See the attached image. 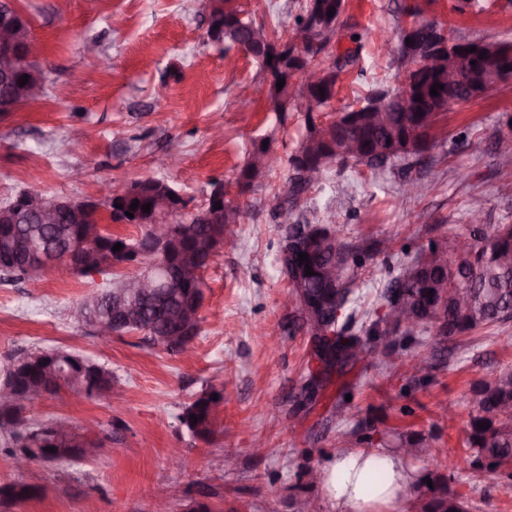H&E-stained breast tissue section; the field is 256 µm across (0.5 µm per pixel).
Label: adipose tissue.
I'll list each match as a JSON object with an SVG mask.
<instances>
[{"mask_svg":"<svg viewBox=\"0 0 512 512\" xmlns=\"http://www.w3.org/2000/svg\"><path fill=\"white\" fill-rule=\"evenodd\" d=\"M378 467L387 475V481L373 494L365 496L363 480L368 469ZM330 495L337 505L352 508L353 512H369L370 500L388 505L399 496L409 475L396 456L386 452H350L339 454L329 469Z\"/></svg>","mask_w":512,"mask_h":512,"instance_id":"obj_1","label":"adipose tissue"}]
</instances>
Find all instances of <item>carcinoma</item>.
I'll use <instances>...</instances> for the list:
<instances>
[{
    "label": "carcinoma",
    "instance_id": "obj_1",
    "mask_svg": "<svg viewBox=\"0 0 512 512\" xmlns=\"http://www.w3.org/2000/svg\"><path fill=\"white\" fill-rule=\"evenodd\" d=\"M227 0H213L208 5V33L212 41L245 52V56L257 62L269 82L266 96V110L276 113L280 119L298 109V103L306 100L322 109L331 106L336 96L335 85L341 74L354 66L359 71L366 70L360 65V48L349 49L328 68L330 77L320 85H304L296 82L299 65L268 55L274 53V43L290 34L288 25L276 20L270 25L255 24L237 8H227ZM469 46L476 64H464L457 68L462 80L448 90V59L427 67L414 60L401 59L408 73L405 85L396 94L419 97L417 106L426 109L418 114H404L395 108L393 93L375 89L368 92L360 102V111L368 113L371 135L356 155L345 152L351 132L338 122H333L328 130H318L313 125L311 112L304 113L306 134L295 153L286 161L274 157L268 164L259 168L253 162L254 152H249L240 170V175L249 179L242 185L246 190L252 182L261 180L281 166H286L288 176L284 189L277 194L278 207L283 217L279 227L277 248L278 271L288 281L291 295L295 298L296 309L288 320V333L304 330L312 336H323L337 347L345 350L350 357L381 353L386 365H397L414 370L413 362L417 354H408L406 341L413 340L421 333L435 332L442 343L454 344L458 338L468 336L491 326H504L512 321V224H482L475 211L467 216L463 232L451 241L441 245L445 262H429L430 273L421 274L418 266L423 254L415 256L411 262L399 265V272L392 277L379 295V301L393 308L405 300L409 306L406 323L390 324L388 317L370 320V311L363 308L357 297V290L364 272V266L374 253L381 248L346 243L341 240L339 225L330 222L308 219L293 220V213L311 187L319 182L322 174L335 165L347 166L364 164L376 167L386 161L375 159L387 141H400L402 153L394 159L411 167L422 163L430 132L439 116L448 110L451 103H464L475 97L484 79L493 72L504 71V66L512 61V45L493 41H473ZM485 57H480V54ZM285 80L282 88H277L279 80ZM440 83L445 89L439 95L430 94L433 85ZM324 92H319V88ZM131 187L140 189V194L120 201L122 208L115 203L107 204L109 219L123 223L127 213L142 211V205H156L157 201L169 198L178 191L163 179L139 180ZM139 207L132 209L133 201ZM182 206L171 212L172 220L183 231L178 260L193 262L196 267L206 269L218 253L215 249L217 238L234 233L233 225L240 223L241 209L238 206H225L224 223L208 224L196 213L184 214ZM137 234L124 236L114 234L101 225V240L105 248L98 252V262L112 268V294L96 292L78 306L84 310L83 322L106 323L111 317L112 305L126 302L131 307L133 323L126 330L128 334L141 336V340L160 345L172 354H181L188 342L167 339L172 323L158 312L159 304L146 302L138 304L133 298L134 290L128 284L142 276L140 272H124L112 266V246L117 243L131 246L145 245L152 234L153 225H136ZM85 225L77 224L69 213L61 214L55 223L43 224L37 216L30 214L19 224L0 223V281L19 282L37 280L40 275L30 273L28 264L34 253L40 249H53L65 253L71 241L79 240L84 234ZM308 244L316 247V262L311 265L314 274L296 270L286 256L291 249H299ZM328 267L338 269L336 282L324 278ZM204 278L173 283L175 296L173 306L183 300L194 299L203 293ZM46 350L22 353L12 357L13 366L19 371L18 381L30 391L29 402L15 401L9 411L0 413V433L7 437L5 453L13 454V448L20 440L28 442L31 448H78L86 444L80 431H73L67 438L51 440L46 430L59 423L57 419L38 424L28 422L26 411L32 401L40 396L57 395L62 389L81 395L85 387L95 383L103 386L112 380V372L100 367L98 375L84 377L78 366L69 358H64V370L51 372L47 368L43 354ZM217 399H212L211 394ZM471 405L467 419L466 447L471 453L469 480L475 484L483 482L486 474L498 470L512 469V368L499 370L485 381L471 389ZM224 404V394L207 390L188 404L179 415V421L192 436L207 441L214 433L219 408ZM196 416L192 423L190 416ZM487 424L484 429L481 424ZM398 448L409 456H432V443L425 437L400 439ZM39 486L21 481L0 483V501L14 506L22 501L39 496ZM465 508L464 501L450 494L442 487L422 505L418 512H459Z\"/></svg>",
    "mask_w": 512,
    "mask_h": 512
}]
</instances>
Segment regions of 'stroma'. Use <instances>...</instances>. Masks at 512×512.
<instances>
[{"mask_svg": "<svg viewBox=\"0 0 512 512\" xmlns=\"http://www.w3.org/2000/svg\"><path fill=\"white\" fill-rule=\"evenodd\" d=\"M307 0H234L258 23L292 20ZM44 52L40 67L49 93L0 115V203L22 190L52 196L98 198L103 184L163 178L201 204L213 180L234 192L243 212L239 234L204 273V322L180 355L134 334L101 336L75 323L70 306L104 288V278L80 277L61 265L34 281L0 283V359L48 348L89 357L110 370L111 393L86 399L70 391L38 400L30 422L63 417L79 426L100 422V455L89 461L34 463L19 472L0 449V482L39 485L40 498L12 512H152L168 494L173 512L202 499L214 512H293L295 500L313 497L321 512H341L325 485L306 471L329 468L348 448L396 452L399 437H432L435 460L408 461L422 476L441 478L469 512H512V478L468 480L465 424L474 384L512 367V323L462 341L440 358L433 335L417 337L416 351L430 367L420 382L391 372L381 357L334 372L317 405L298 409L310 342L288 334L286 283L276 262L278 170L237 194L236 179L255 141L268 137L288 157L305 133L301 113L266 111L268 84L259 65L212 42L205 0H16ZM437 21L456 41L512 42V0H346V38L319 56L331 65L361 34L365 74L343 75L333 101L357 104L374 88L401 87L399 35L411 8ZM95 44L109 67L87 54ZM481 142L465 150L460 135ZM512 138V78L492 84L465 104H450L430 134L425 164L333 167L325 184L307 193L302 214L335 212L345 240H380L363 276L362 302L377 299L400 260L461 231L471 208L487 223L512 224V197L499 188L512 172L500 165L497 144ZM176 153L181 163L159 170L154 158ZM420 179L422 195L403 196L405 177ZM223 389L215 432L192 438L179 422L202 391ZM347 402L346 422L334 403ZM455 404L458 418L439 414ZM181 451V466L168 461Z\"/></svg>", "mask_w": 512, "mask_h": 512, "instance_id": "35a3bbf8", "label": "stroma"}]
</instances>
